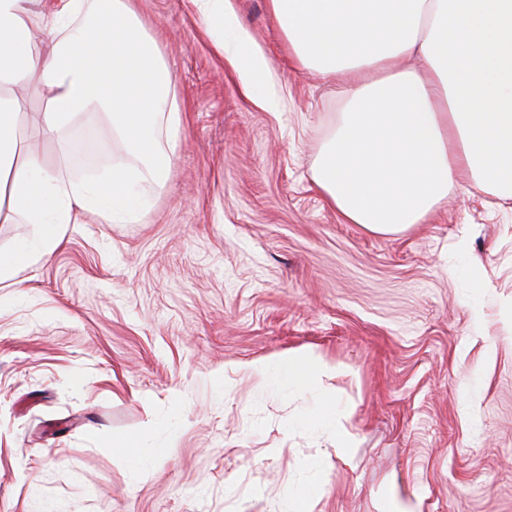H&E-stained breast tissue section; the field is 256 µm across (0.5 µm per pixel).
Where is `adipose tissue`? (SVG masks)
Wrapping results in <instances>:
<instances>
[{
	"instance_id": "ef3b65f1",
	"label": "adipose tissue",
	"mask_w": 512,
	"mask_h": 512,
	"mask_svg": "<svg viewBox=\"0 0 512 512\" xmlns=\"http://www.w3.org/2000/svg\"><path fill=\"white\" fill-rule=\"evenodd\" d=\"M301 67L341 85L344 106L313 181L348 224L394 233L421 223L455 186L512 198V0H269ZM413 57L417 66L402 67ZM37 77L39 134L80 112L112 116L122 151L109 179L72 181L19 152L16 88ZM171 75L128 0H0V177L8 205L40 227L0 254V281L50 254L77 212L137 221L136 186L165 185ZM340 365L291 352L255 363L277 385L310 390Z\"/></svg>"
}]
</instances>
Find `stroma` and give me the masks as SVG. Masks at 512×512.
<instances>
[{"instance_id":"35a3bbf8","label":"stroma","mask_w":512,"mask_h":512,"mask_svg":"<svg viewBox=\"0 0 512 512\" xmlns=\"http://www.w3.org/2000/svg\"><path fill=\"white\" fill-rule=\"evenodd\" d=\"M171 73L179 147L132 224L78 216L0 283V512H512V199L451 190L394 234L312 181L343 100L268 0H226L269 66L246 88L221 17L130 0ZM39 150L76 181L118 148L98 112ZM340 364L333 431L255 361ZM134 436L130 465L101 438ZM345 420L346 417L336 409L335 400L323 396L317 401L313 411L302 420V424L306 427H330L336 433V440L343 445L341 448H346L350 433L344 424Z\"/></svg>"}]
</instances>
